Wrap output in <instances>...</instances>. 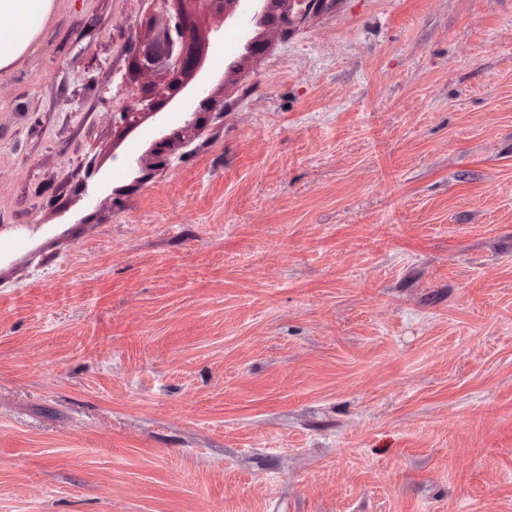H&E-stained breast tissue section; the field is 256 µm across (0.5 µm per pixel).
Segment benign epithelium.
<instances>
[{
	"label": "benign epithelium",
	"mask_w": 512,
	"mask_h": 512,
	"mask_svg": "<svg viewBox=\"0 0 512 512\" xmlns=\"http://www.w3.org/2000/svg\"><path fill=\"white\" fill-rule=\"evenodd\" d=\"M162 4L173 3L166 25L151 39L135 45L138 65L144 69H161L167 84L175 85L176 91L187 86L192 89L180 101L179 107L186 114V122L195 121V99L205 93L206 60L211 45L224 41V33L217 31L213 37H205L197 30L196 14L203 4L213 14L224 17L227 23H236L242 17L250 22L266 14L267 0H233L234 12L226 10V0H159ZM157 108L153 93H140L113 112L117 126L129 129L140 119Z\"/></svg>",
	"instance_id": "7a95c632"
}]
</instances>
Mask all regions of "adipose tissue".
<instances>
[{
	"instance_id": "1",
	"label": "adipose tissue",
	"mask_w": 512,
	"mask_h": 512,
	"mask_svg": "<svg viewBox=\"0 0 512 512\" xmlns=\"http://www.w3.org/2000/svg\"><path fill=\"white\" fill-rule=\"evenodd\" d=\"M52 0H0V68L20 56L38 35Z\"/></svg>"
}]
</instances>
